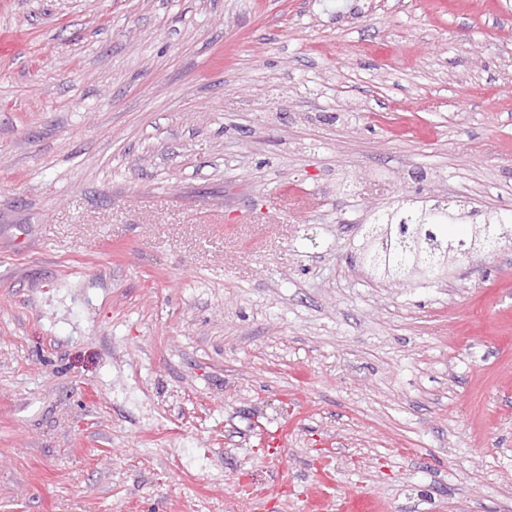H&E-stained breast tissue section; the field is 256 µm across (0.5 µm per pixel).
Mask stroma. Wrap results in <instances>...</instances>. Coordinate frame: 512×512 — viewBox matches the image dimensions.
<instances>
[{"label":"stroma","mask_w":512,"mask_h":512,"mask_svg":"<svg viewBox=\"0 0 512 512\" xmlns=\"http://www.w3.org/2000/svg\"><path fill=\"white\" fill-rule=\"evenodd\" d=\"M429 196L512 213V0H0V512H512V245L358 258Z\"/></svg>","instance_id":"35a3bbf8"}]
</instances>
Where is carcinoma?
<instances>
[{
    "mask_svg": "<svg viewBox=\"0 0 512 512\" xmlns=\"http://www.w3.org/2000/svg\"><path fill=\"white\" fill-rule=\"evenodd\" d=\"M463 216L436 204L388 214L362 243V259L377 275L402 287L413 285L412 271L433 277L448 266V254L487 249L484 234L454 233Z\"/></svg>",
    "mask_w": 512,
    "mask_h": 512,
    "instance_id": "1",
    "label": "carcinoma"
}]
</instances>
